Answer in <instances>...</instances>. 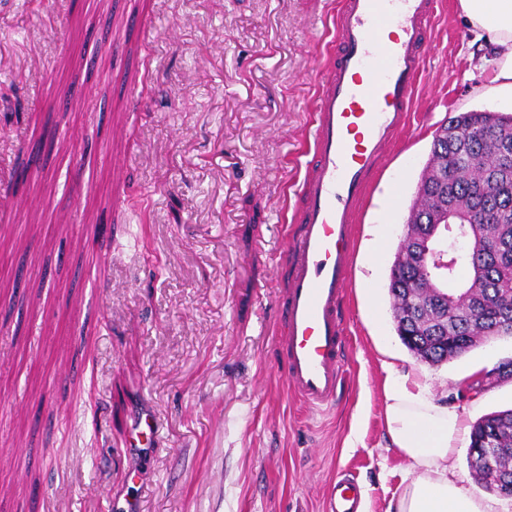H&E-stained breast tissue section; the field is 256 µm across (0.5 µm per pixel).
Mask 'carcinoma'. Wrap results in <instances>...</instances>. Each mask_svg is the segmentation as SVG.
Instances as JSON below:
<instances>
[{
    "mask_svg": "<svg viewBox=\"0 0 512 512\" xmlns=\"http://www.w3.org/2000/svg\"><path fill=\"white\" fill-rule=\"evenodd\" d=\"M452 202L483 219L469 223L474 246L465 281L437 282L429 267L416 260L395 259L388 290L393 311L411 301L418 305L409 321L395 320L398 336L418 358L439 363L463 355L450 347L456 336H496L491 307H506L512 321V114L458 112L433 134L428 165L419 176L413 219L403 241L415 244L427 235L431 217ZM18 252H0V274L17 281ZM499 449L501 466L512 468V409L491 413L474 425L470 447Z\"/></svg>",
    "mask_w": 512,
    "mask_h": 512,
    "instance_id": "carcinoma-1",
    "label": "carcinoma"
}]
</instances>
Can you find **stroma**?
Listing matches in <instances>:
<instances>
[{"mask_svg":"<svg viewBox=\"0 0 512 512\" xmlns=\"http://www.w3.org/2000/svg\"><path fill=\"white\" fill-rule=\"evenodd\" d=\"M335 10L336 0H0V189L33 128L51 131L56 154L0 212V244L28 252L24 296L0 286L8 512H122L135 499L141 512H326L339 476L358 484L364 512H387L407 476L385 443L387 350L467 424L512 408L507 382L459 396L475 366L512 356V336L421 361L396 332L388 292L434 130L457 112L512 113L511 98L484 90L458 0H443L432 24L409 126L355 226L337 400L306 409L285 385L274 267ZM107 27L111 51L95 50ZM144 409L160 441L126 447Z\"/></svg>","mask_w":512,"mask_h":512,"instance_id":"stroma-1","label":"stroma"}]
</instances>
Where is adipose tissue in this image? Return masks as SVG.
<instances>
[{
	"label": "adipose tissue",
	"instance_id": "obj_1",
	"mask_svg": "<svg viewBox=\"0 0 512 512\" xmlns=\"http://www.w3.org/2000/svg\"><path fill=\"white\" fill-rule=\"evenodd\" d=\"M475 41L491 65L488 89L512 94V0H458ZM385 440L407 462L410 481L387 512H499L490 497L478 498L460 483L454 459L468 434L455 408L437 401L427 380L385 363Z\"/></svg>",
	"mask_w": 512,
	"mask_h": 512
}]
</instances>
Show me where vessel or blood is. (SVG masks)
Here are the masks:
<instances>
[{
    "mask_svg": "<svg viewBox=\"0 0 512 512\" xmlns=\"http://www.w3.org/2000/svg\"><path fill=\"white\" fill-rule=\"evenodd\" d=\"M438 7L439 0H340L333 18L291 227L276 262L281 330L275 347L293 395L311 407L336 398L354 226L371 176L406 125ZM158 435L157 418L146 411L128 445H151ZM359 496L353 481L337 480L329 512H357Z\"/></svg>",
    "mask_w": 512,
    "mask_h": 512,
    "instance_id": "obj_1",
    "label": "vessel or blood"
}]
</instances>
